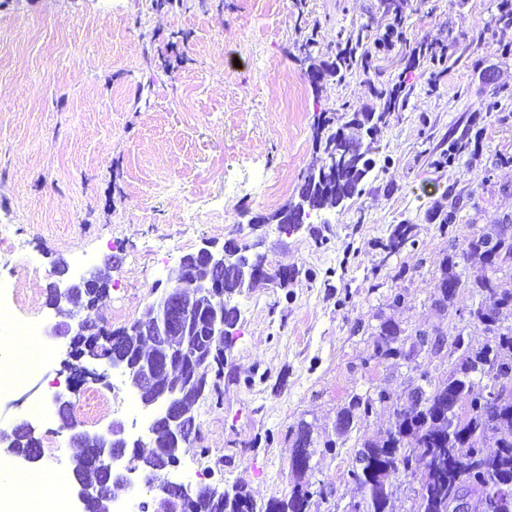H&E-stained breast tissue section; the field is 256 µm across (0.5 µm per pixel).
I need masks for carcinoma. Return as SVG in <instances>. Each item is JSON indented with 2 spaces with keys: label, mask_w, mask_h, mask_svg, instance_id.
<instances>
[{
  "label": "carcinoma",
  "mask_w": 512,
  "mask_h": 512,
  "mask_svg": "<svg viewBox=\"0 0 512 512\" xmlns=\"http://www.w3.org/2000/svg\"><path fill=\"white\" fill-rule=\"evenodd\" d=\"M359 45L347 40L345 47L327 64L328 76L343 79L368 67L367 55L358 53ZM379 99V110L375 126L368 125L371 114L363 113L355 118L344 112L339 116H318V123L324 128L321 147L328 152L336 142V130H345L346 145L360 150L363 138H369L365 151L370 153L376 143L375 135L389 124L393 113L403 110L405 99L400 97L401 87L389 91L372 88ZM350 174L338 171L334 174L336 198L343 191L361 194L365 183L349 184ZM414 225L403 222L395 225L383 249L396 253L406 246H415ZM467 253L482 259L484 267L495 273L504 266L512 265V225L497 224L491 232L474 235L468 242ZM452 259H447L441 277L435 286L434 305L444 308L450 303L456 291L468 286L478 288L493 299L492 306H480L473 311V317L494 334L493 345H484L479 349L464 347L462 339L455 340L456 348L463 349L458 361L448 371V382L439 384L432 390L418 386L410 392L402 409L396 410L395 425L387 429L385 436L376 442H368L354 453L347 478L355 483L367 502L366 512H389L391 482L384 484L376 481V469L388 462L397 447L405 449L404 463L421 461L426 470L424 484L417 492L416 512H448V498L455 483L464 480V476L478 471V476L490 478L496 489V507L493 512H512V392H502L503 384L494 379L484 386V390L502 397L501 403L492 414L476 404L473 396L475 374L483 373L486 349L495 347L499 358L512 364V327L502 326L504 313L512 315V289L503 288L495 278L481 274L470 283H466L453 271ZM243 285L235 274V266L228 264L224 268V315L228 325L237 321V308L231 304L233 296L242 292ZM210 309L196 310L192 326L193 336L189 341V350L185 353L168 355L155 347L145 350L137 345L126 350L133 363L143 358L149 364L162 365L169 361L170 366L161 376V380L171 392L179 394L186 377L180 362L192 356L202 359L206 356L210 335ZM398 326L385 323L381 326L377 352L387 358H409L405 352V341L400 339ZM389 395L380 392L378 398L362 399L357 397L345 408L338 425L346 430L354 420H366L375 411V402H384ZM467 400L473 408L463 411L453 406L455 400ZM492 434L496 437L495 450L477 448L474 438ZM161 448L154 447L144 452L139 446H131V461L149 472L160 456ZM301 477L286 499H274L265 504H257L243 488H235L236 498L231 504L220 496L204 498L196 503L191 501L175 506V512H308L310 501L315 492L313 481L306 478V469L292 467Z\"/></svg>",
  "instance_id": "cac0c4a2"
}]
</instances>
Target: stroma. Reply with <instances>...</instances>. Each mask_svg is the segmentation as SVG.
Segmentation results:
<instances>
[{"instance_id":"stroma-1","label":"stroma","mask_w":512,"mask_h":512,"mask_svg":"<svg viewBox=\"0 0 512 512\" xmlns=\"http://www.w3.org/2000/svg\"><path fill=\"white\" fill-rule=\"evenodd\" d=\"M502 2L0 0V229L15 243L0 250V277L19 288L22 315L55 322L61 263L107 282L89 316L108 332L157 298L166 279L157 256L170 267L203 242L262 236L269 265L295 272L287 287L261 281L235 295L224 374L194 406L199 448L178 477L241 485L260 504L286 497L304 425L313 479L327 492L309 512H345L362 497L346 477L355 450L381 438L420 371L446 381L455 338L475 349L493 341L471 315L483 296L468 283L482 265L466 248L476 232L512 224V28L496 25ZM394 23L401 39L379 45ZM360 30L370 70L311 83V62L334 58ZM418 48L445 53L446 70L432 75ZM397 84L407 102L378 137L387 164L362 195L288 235L254 226L291 202L316 164L320 113L378 109L373 88ZM444 142L459 151L434 166L429 151ZM448 211L456 221L444 234ZM404 221L415 246L384 251ZM322 236L327 246H317ZM449 257L466 286L439 311L432 297ZM385 322L443 345L413 346L409 361L376 357ZM50 346L44 373L16 374L0 399V431L25 422L40 441L54 439L33 466L73 494L70 431L32 410L75 361L71 337ZM382 389L391 401L337 433L354 396Z\"/></svg>"}]
</instances>
